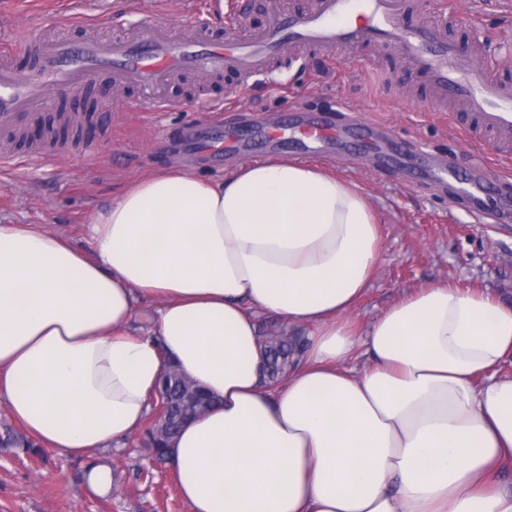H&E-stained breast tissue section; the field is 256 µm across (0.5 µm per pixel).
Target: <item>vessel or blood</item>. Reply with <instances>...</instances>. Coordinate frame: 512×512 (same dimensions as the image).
<instances>
[{
    "label": "vessel or blood",
    "instance_id": "b4317fda",
    "mask_svg": "<svg viewBox=\"0 0 512 512\" xmlns=\"http://www.w3.org/2000/svg\"><path fill=\"white\" fill-rule=\"evenodd\" d=\"M413 0H310L288 12L281 0H269L267 22L239 37L214 33L205 23L174 28L158 13L131 7L138 21L131 29L104 39L93 30L80 36L37 34L13 46L0 47V162L14 159V144L24 140L40 111L64 91L80 92L101 77L154 90V106L166 103L164 87L178 74L207 71L252 78L266 73L271 61L298 60L309 49L330 57L336 51L375 43L400 53L420 72L435 104H460L467 113L468 136L485 134L493 139L495 156L512 164V87L499 82L491 61L481 47L458 57L448 33L456 16L436 13L431 20L413 25L405 21ZM35 53V73L14 68L18 51ZM371 128L355 123L332 128L316 117H299L287 126L261 125L250 134L207 125L191 141L194 151L220 161L228 148L278 144L292 138L305 153L327 155L335 143H355L369 137ZM432 176L455 181L462 193H485L481 182L462 180L449 163L433 166Z\"/></svg>",
    "mask_w": 512,
    "mask_h": 512
}]
</instances>
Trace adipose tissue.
Returning a JSON list of instances; mask_svg holds the SVG:
<instances>
[{"instance_id": "adipose-tissue-1", "label": "adipose tissue", "mask_w": 512, "mask_h": 512, "mask_svg": "<svg viewBox=\"0 0 512 512\" xmlns=\"http://www.w3.org/2000/svg\"><path fill=\"white\" fill-rule=\"evenodd\" d=\"M91 233L90 257L0 224V403L48 447L126 444L171 362L217 399L168 450L192 512H512V304L427 283L358 330L382 245L356 183L288 157L173 167ZM259 313L308 330L279 387Z\"/></svg>"}]
</instances>
